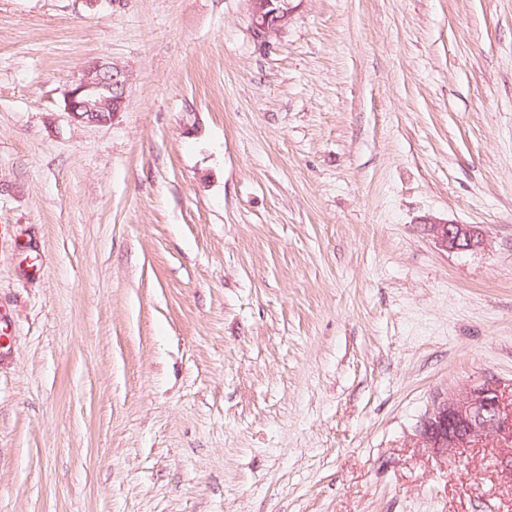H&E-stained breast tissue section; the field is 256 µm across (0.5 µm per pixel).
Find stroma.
I'll use <instances>...</instances> for the list:
<instances>
[{"mask_svg": "<svg viewBox=\"0 0 512 512\" xmlns=\"http://www.w3.org/2000/svg\"><path fill=\"white\" fill-rule=\"evenodd\" d=\"M292 5L0 0V512H512V0ZM251 4V23L254 35L261 42H268L287 24L292 10L291 0H249ZM132 77L119 63L91 61L66 91L65 111L81 124L111 122L125 108ZM435 243L449 252L474 250L483 245V235L475 226L448 221H428ZM420 437L445 458L454 448H470L489 438L512 441V405L505 402L500 384L485 380L459 397L437 402Z\"/></svg>", "mask_w": 512, "mask_h": 512, "instance_id": "obj_1", "label": "stroma"}]
</instances>
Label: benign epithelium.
Returning a JSON list of instances; mask_svg holds the SVG:
<instances>
[{"instance_id": "obj_1", "label": "benign epithelium", "mask_w": 512, "mask_h": 512, "mask_svg": "<svg viewBox=\"0 0 512 512\" xmlns=\"http://www.w3.org/2000/svg\"><path fill=\"white\" fill-rule=\"evenodd\" d=\"M251 23L256 38L264 43L277 35L290 19L289 0H250ZM131 71L119 63H88L68 88L65 111L81 124H106L123 111ZM428 232L449 252L474 250L483 245L476 227L448 221H431ZM422 443L441 457L454 448H470L489 438L512 440V405L505 402L500 384L485 380L463 395L437 402L420 431Z\"/></svg>"}]
</instances>
